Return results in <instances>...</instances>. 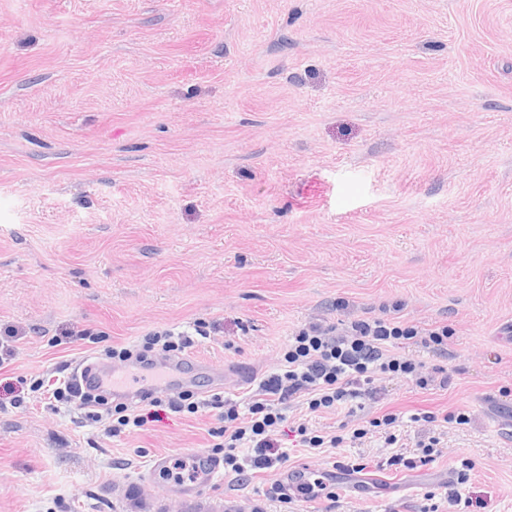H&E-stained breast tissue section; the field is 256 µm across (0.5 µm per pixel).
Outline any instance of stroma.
<instances>
[{
    "label": "stroma",
    "mask_w": 512,
    "mask_h": 512,
    "mask_svg": "<svg viewBox=\"0 0 512 512\" xmlns=\"http://www.w3.org/2000/svg\"><path fill=\"white\" fill-rule=\"evenodd\" d=\"M396 311L452 383L385 381L364 417L461 408L442 455L378 470L380 435L290 466L356 460L295 512H512V0H0V512H138L151 471L208 452L214 413L143 409L115 439L33 397L82 352L198 321L193 356L262 375L291 333ZM278 474L206 498L264 512Z\"/></svg>",
    "instance_id": "obj_1"
}]
</instances>
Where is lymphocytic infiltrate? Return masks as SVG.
<instances>
[{
    "label": "lymphocytic infiltrate",
    "mask_w": 512,
    "mask_h": 512,
    "mask_svg": "<svg viewBox=\"0 0 512 512\" xmlns=\"http://www.w3.org/2000/svg\"><path fill=\"white\" fill-rule=\"evenodd\" d=\"M204 333L198 322L189 333L172 328L154 329L133 345L112 348L110 355L125 362L133 358L144 361L159 351L180 354L193 347L196 337ZM447 339V328L421 330L388 315L357 317L338 330L309 323L289 337L282 363L260 378L247 406H240L220 392L203 399L183 391L170 407L175 412L191 414L219 410L221 424L209 428L208 434L214 448L224 454L225 474L239 481L245 480L249 472L272 470L288 462L287 452L275 447L273 436L285 421L284 409L291 401L301 402L307 413H333L341 418L337 432L327 435L308 423H299L294 433L302 447L315 453L325 448H342L377 429L383 432L384 443L391 450L381 462L382 469L411 471L437 460L439 430L451 424H470L471 417L466 411L419 410L407 416L390 411L357 427L349 426L348 420L362 409L363 399L375 396V383L382 377L408 379L416 386L428 387L430 381L420 375L419 363L401 354L399 347L412 342L437 349ZM47 391L50 399L75 407L82 420L102 424L110 436L133 433L144 424L139 403L112 404L106 397L83 392L76 372L59 373L52 389ZM407 422L432 429L431 436L418 441L419 454L415 457L397 449V430Z\"/></svg>",
    "instance_id": "obj_1"
}]
</instances>
